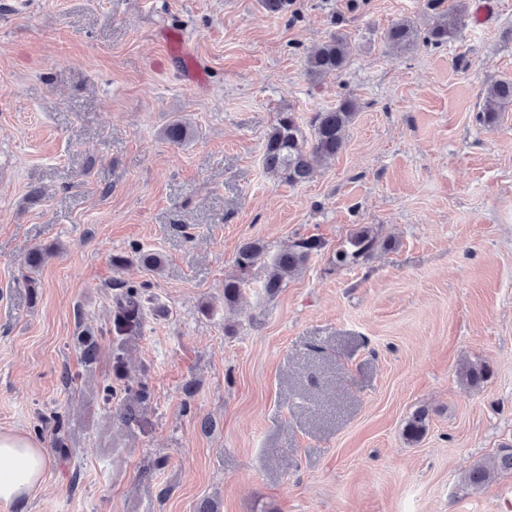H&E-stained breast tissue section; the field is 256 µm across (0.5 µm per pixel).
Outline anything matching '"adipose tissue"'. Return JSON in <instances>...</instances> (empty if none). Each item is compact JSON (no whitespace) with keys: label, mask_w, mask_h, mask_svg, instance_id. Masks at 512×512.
I'll list each match as a JSON object with an SVG mask.
<instances>
[{"label":"adipose tissue","mask_w":512,"mask_h":512,"mask_svg":"<svg viewBox=\"0 0 512 512\" xmlns=\"http://www.w3.org/2000/svg\"><path fill=\"white\" fill-rule=\"evenodd\" d=\"M48 467L49 459L37 443L20 434L0 433V502L30 494Z\"/></svg>","instance_id":"adipose-tissue-1"}]
</instances>
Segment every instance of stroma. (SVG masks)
Returning <instances> with one entry per match:
<instances>
[{
  "mask_svg": "<svg viewBox=\"0 0 512 512\" xmlns=\"http://www.w3.org/2000/svg\"><path fill=\"white\" fill-rule=\"evenodd\" d=\"M454 3L0 0V433L50 459L0 512H512V475L462 480L512 444V109L479 119L512 79V0H470L441 45L385 40ZM337 30L347 67L311 82ZM345 97L346 146L310 182L264 170L278 113L303 125ZM176 118L195 130L181 146L162 137ZM359 224L384 246L336 269ZM301 238L322 247L285 288L267 297L258 265L225 307L244 241ZM137 249L160 270L113 267ZM129 287L143 325L118 339ZM469 362L481 386L460 381ZM418 27L411 19L394 23L386 31L387 42L398 52H407L414 48L418 40ZM512 106V80H499L491 84L485 93L480 120L488 125L497 124L500 112ZM145 300L143 293L136 288H126L119 295L112 314V327L117 336L140 330ZM429 424V412L419 409L410 417L405 425L403 435L411 443L418 442L426 434Z\"/></svg>",
  "mask_w": 512,
  "mask_h": 512,
  "instance_id": "stroma-1",
  "label": "stroma"
}]
</instances>
